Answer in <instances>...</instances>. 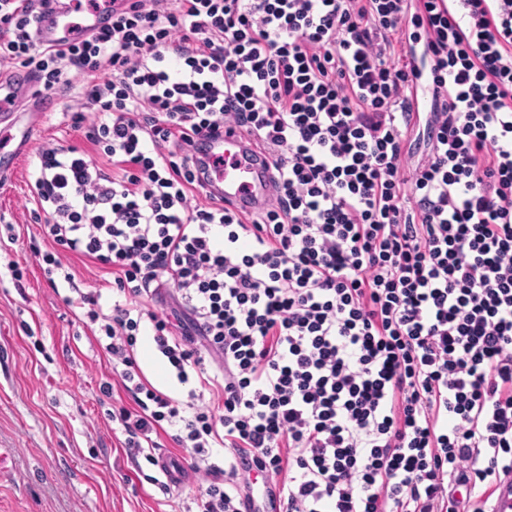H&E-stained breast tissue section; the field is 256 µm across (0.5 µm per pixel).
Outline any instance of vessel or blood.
Returning a JSON list of instances; mask_svg holds the SVG:
<instances>
[{"label":"vessel or blood","mask_w":512,"mask_h":512,"mask_svg":"<svg viewBox=\"0 0 512 512\" xmlns=\"http://www.w3.org/2000/svg\"><path fill=\"white\" fill-rule=\"evenodd\" d=\"M111 7V0H102L97 11L88 13L80 0H60L59 5L42 16L37 40L45 47L65 46L100 27ZM29 91L28 81L0 75L1 124L9 120L10 111L17 103L28 100ZM206 144L210 156L224 160L223 171L208 184L209 191L223 196L244 213L265 209L277 193L268 155L236 132H224L222 136L207 139Z\"/></svg>","instance_id":"vessel-or-blood-1"}]
</instances>
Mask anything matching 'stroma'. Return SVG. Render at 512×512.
<instances>
[{
	"label": "stroma",
	"instance_id": "35a3bbf8",
	"mask_svg": "<svg viewBox=\"0 0 512 512\" xmlns=\"http://www.w3.org/2000/svg\"><path fill=\"white\" fill-rule=\"evenodd\" d=\"M74 103L52 94L37 112L14 113L12 133L25 145L0 183V512H195L198 483L165 491L149 482L158 467L135 472L109 416L132 400L83 309L67 304V284H50L36 256L50 245L27 209L29 175L47 145L87 149L64 116ZM135 355L149 383L185 400L150 325Z\"/></svg>",
	"mask_w": 512,
	"mask_h": 512
}]
</instances>
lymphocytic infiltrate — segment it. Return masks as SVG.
Listing matches in <instances>:
<instances>
[{"label": "lymphocytic infiltrate", "mask_w": 512, "mask_h": 512, "mask_svg": "<svg viewBox=\"0 0 512 512\" xmlns=\"http://www.w3.org/2000/svg\"><path fill=\"white\" fill-rule=\"evenodd\" d=\"M53 2L0 0V70L74 95L101 157L43 148L32 215L45 274L64 251L112 272L111 313L77 302L134 402L128 458L156 464L174 427L198 512H491L512 474V0H114L49 49ZM226 127L271 159L263 212L206 188ZM145 321L216 403L143 378Z\"/></svg>", "instance_id": "1"}]
</instances>
